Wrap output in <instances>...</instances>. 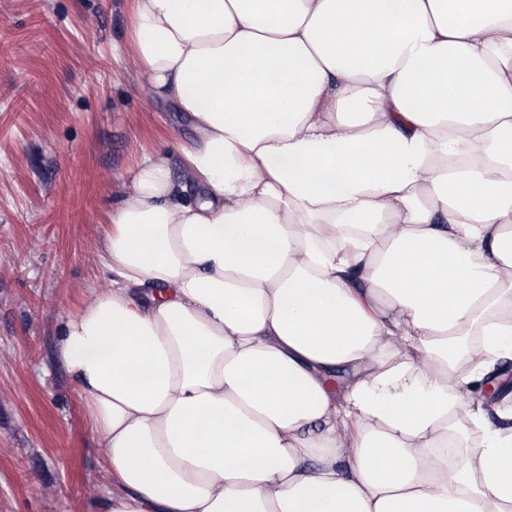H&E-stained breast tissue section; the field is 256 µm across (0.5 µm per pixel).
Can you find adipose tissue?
Listing matches in <instances>:
<instances>
[{
  "label": "adipose tissue",
  "mask_w": 512,
  "mask_h": 512,
  "mask_svg": "<svg viewBox=\"0 0 512 512\" xmlns=\"http://www.w3.org/2000/svg\"><path fill=\"white\" fill-rule=\"evenodd\" d=\"M130 16L198 137L142 154L56 344L98 512H512V0Z\"/></svg>",
  "instance_id": "ef3b65f1"
}]
</instances>
